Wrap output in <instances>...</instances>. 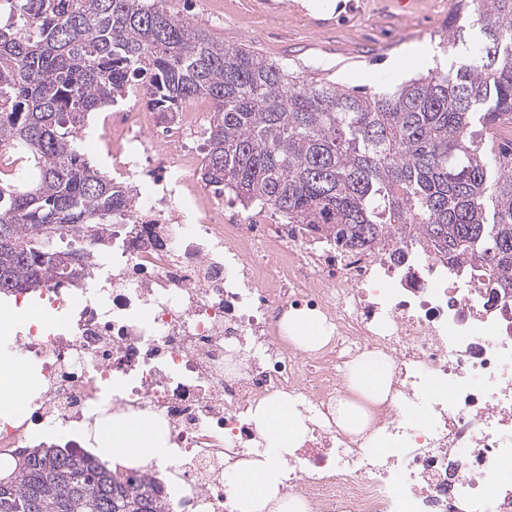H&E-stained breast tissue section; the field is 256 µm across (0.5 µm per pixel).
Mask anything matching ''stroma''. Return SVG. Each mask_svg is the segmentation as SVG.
<instances>
[{"label":"stroma","mask_w":512,"mask_h":512,"mask_svg":"<svg viewBox=\"0 0 512 512\" xmlns=\"http://www.w3.org/2000/svg\"><path fill=\"white\" fill-rule=\"evenodd\" d=\"M457 0H416L404 17L392 0H169L181 17L225 43L245 44L309 81L380 91L378 76L390 84L424 75L415 54L427 50L437 70L466 60L479 38L470 30L463 42L444 50L439 36ZM403 59L405 73L392 64Z\"/></svg>","instance_id":"35a3bbf8"}]
</instances>
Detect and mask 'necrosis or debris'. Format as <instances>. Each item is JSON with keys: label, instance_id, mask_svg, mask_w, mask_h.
<instances>
[{"label": "necrosis or debris", "instance_id": "4bbe7bcc", "mask_svg": "<svg viewBox=\"0 0 512 512\" xmlns=\"http://www.w3.org/2000/svg\"><path fill=\"white\" fill-rule=\"evenodd\" d=\"M142 94L133 85L97 115L112 178L141 187L138 206L99 229L83 284L43 286L64 326L16 333L8 358L34 390L0 415V462L49 428L82 451L113 420L156 421L166 460L121 472L157 482L166 512H233L232 464L266 447L251 415L284 394L308 432L282 491L310 512H512V300L490 298L481 267L463 274L396 241L342 249L226 203L196 181L209 103L165 121ZM292 316L322 321L329 340L298 348ZM369 352L393 372L369 425L380 453L336 423L348 368Z\"/></svg>", "mask_w": 512, "mask_h": 512}]
</instances>
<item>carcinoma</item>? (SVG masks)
<instances>
[{"instance_id": "carcinoma-1", "label": "carcinoma", "mask_w": 512, "mask_h": 512, "mask_svg": "<svg viewBox=\"0 0 512 512\" xmlns=\"http://www.w3.org/2000/svg\"><path fill=\"white\" fill-rule=\"evenodd\" d=\"M0 297L89 274L83 226L123 224L134 189L81 152L88 117L125 98L174 117L213 106L205 186L264 207L344 249L393 239L451 265L487 260L512 294V0H458L441 38L466 28L468 61L382 93L308 82L226 45L168 0H0ZM0 512H165L100 457L52 444L0 469Z\"/></svg>"}]
</instances>
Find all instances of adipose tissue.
I'll return each mask as SVG.
<instances>
[{
    "instance_id": "ef3b65f1",
    "label": "adipose tissue",
    "mask_w": 512,
    "mask_h": 512,
    "mask_svg": "<svg viewBox=\"0 0 512 512\" xmlns=\"http://www.w3.org/2000/svg\"><path fill=\"white\" fill-rule=\"evenodd\" d=\"M350 379L365 398L385 400L391 369L380 357L362 355L349 369ZM256 429L267 441L265 451L236 469L231 479L235 512H306L298 499L282 494L286 478L283 460L302 442L307 428L293 403L279 398L257 407L252 415ZM104 452L124 463L160 457L165 440L159 425L132 419L113 422L104 438Z\"/></svg>"
}]
</instances>
